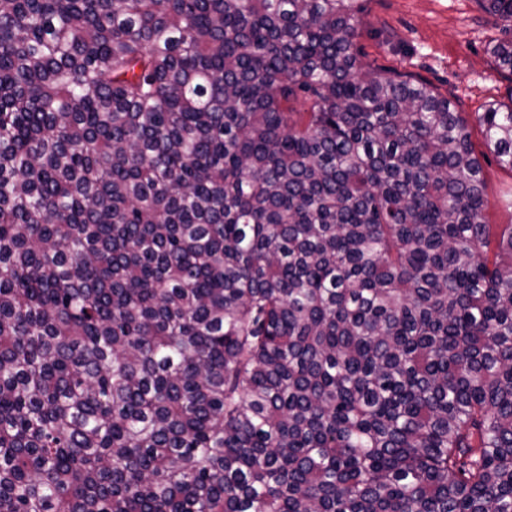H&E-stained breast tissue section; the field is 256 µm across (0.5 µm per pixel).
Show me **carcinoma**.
<instances>
[{"label":"carcinoma","mask_w":512,"mask_h":512,"mask_svg":"<svg viewBox=\"0 0 512 512\" xmlns=\"http://www.w3.org/2000/svg\"><path fill=\"white\" fill-rule=\"evenodd\" d=\"M361 12L0 0V512H512V225Z\"/></svg>","instance_id":"cac0c4a2"}]
</instances>
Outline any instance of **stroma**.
Listing matches in <instances>:
<instances>
[{
  "instance_id": "obj_1",
  "label": "stroma",
  "mask_w": 512,
  "mask_h": 512,
  "mask_svg": "<svg viewBox=\"0 0 512 512\" xmlns=\"http://www.w3.org/2000/svg\"><path fill=\"white\" fill-rule=\"evenodd\" d=\"M357 42L367 62L432 84L467 119L490 102L512 99V81L486 49L500 37L477 0H367ZM487 219L512 224V170L483 162Z\"/></svg>"
}]
</instances>
